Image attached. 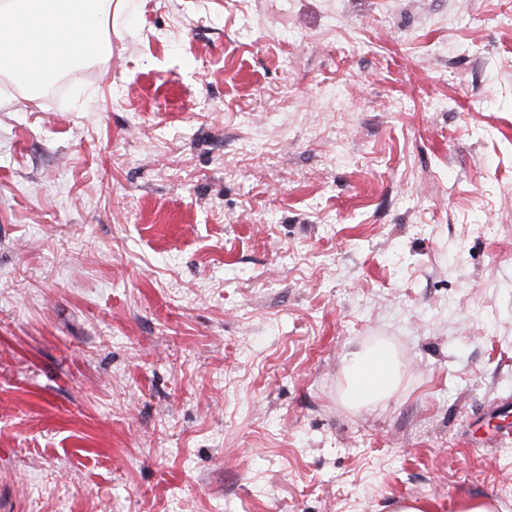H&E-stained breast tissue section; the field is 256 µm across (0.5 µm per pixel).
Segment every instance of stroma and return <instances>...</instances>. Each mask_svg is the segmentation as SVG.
Segmentation results:
<instances>
[{"label":"stroma","mask_w":512,"mask_h":512,"mask_svg":"<svg viewBox=\"0 0 512 512\" xmlns=\"http://www.w3.org/2000/svg\"><path fill=\"white\" fill-rule=\"evenodd\" d=\"M0 75V512H512V0H112ZM402 368L374 407L346 360ZM346 373V399L361 406H375L388 398L401 378L398 362L385 347L355 354L348 362ZM501 506L490 497H465L457 500L449 512H498Z\"/></svg>","instance_id":"1"}]
</instances>
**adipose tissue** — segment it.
I'll use <instances>...</instances> for the list:
<instances>
[{"mask_svg":"<svg viewBox=\"0 0 512 512\" xmlns=\"http://www.w3.org/2000/svg\"><path fill=\"white\" fill-rule=\"evenodd\" d=\"M112 0H0V74L37 91L73 68L112 53L101 29ZM348 402L374 406L397 388L401 370L391 352L376 347L347 365Z\"/></svg>","mask_w":512,"mask_h":512,"instance_id":"ef3b65f1","label":"adipose tissue"}]
</instances>
